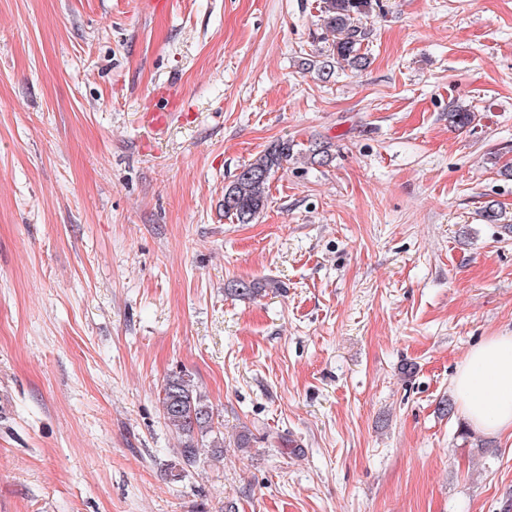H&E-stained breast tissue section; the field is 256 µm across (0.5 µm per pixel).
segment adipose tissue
Wrapping results in <instances>:
<instances>
[{
  "mask_svg": "<svg viewBox=\"0 0 512 512\" xmlns=\"http://www.w3.org/2000/svg\"><path fill=\"white\" fill-rule=\"evenodd\" d=\"M451 387L474 432L512 433V334L489 336L475 345Z\"/></svg>",
  "mask_w": 512,
  "mask_h": 512,
  "instance_id": "obj_1",
  "label": "adipose tissue"
}]
</instances>
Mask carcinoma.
Masks as SVG:
<instances>
[{
	"label": "carcinoma",
	"instance_id": "obj_1",
	"mask_svg": "<svg viewBox=\"0 0 512 512\" xmlns=\"http://www.w3.org/2000/svg\"><path fill=\"white\" fill-rule=\"evenodd\" d=\"M372 9V0H323V23L333 36L336 59L351 69H361L368 63L367 55L361 52L366 32L359 21ZM473 120L474 114L464 108L448 112V122L458 128L469 126ZM293 151L292 142L281 140L254 161L241 166L245 174L234 176L224 188V215L238 224L252 223L265 205L266 186ZM159 402L167 426L181 438L184 462L192 464L198 455L196 437L214 433L212 406L197 391L191 378L180 372L167 377Z\"/></svg>",
	"mask_w": 512,
	"mask_h": 512
}]
</instances>
